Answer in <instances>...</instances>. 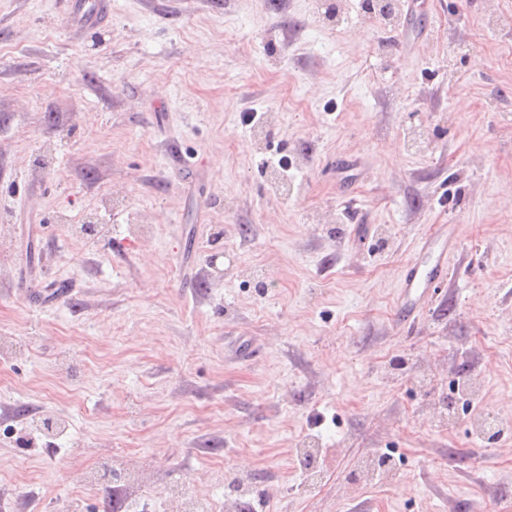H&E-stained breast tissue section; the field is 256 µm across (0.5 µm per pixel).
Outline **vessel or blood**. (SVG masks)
Wrapping results in <instances>:
<instances>
[{"mask_svg":"<svg viewBox=\"0 0 512 512\" xmlns=\"http://www.w3.org/2000/svg\"><path fill=\"white\" fill-rule=\"evenodd\" d=\"M112 12V0H69L68 21L90 30L98 27ZM452 241L431 236L426 238L413 260L401 273L398 302L399 322L410 326L426 301L448 283V255Z\"/></svg>","mask_w":512,"mask_h":512,"instance_id":"vessel-or-blood-1","label":"vessel or blood"}]
</instances>
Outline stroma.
Instances as JSON below:
<instances>
[{
  "label": "stroma",
  "mask_w": 512,
  "mask_h": 512,
  "mask_svg": "<svg viewBox=\"0 0 512 512\" xmlns=\"http://www.w3.org/2000/svg\"><path fill=\"white\" fill-rule=\"evenodd\" d=\"M67 2L0 0V512H512V0ZM112 12L111 0H70L68 22L90 30L98 27ZM454 243L448 238H426L416 256L401 273L398 314L400 324L406 328L413 323L417 313L433 294L448 283V254Z\"/></svg>",
  "instance_id": "obj_1"
}]
</instances>
